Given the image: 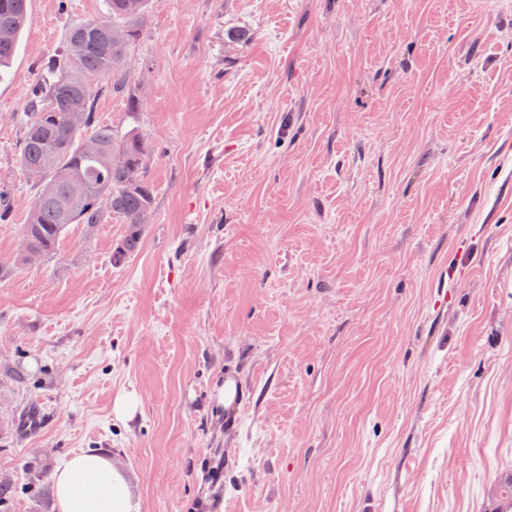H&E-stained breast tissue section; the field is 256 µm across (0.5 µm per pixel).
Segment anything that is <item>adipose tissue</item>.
Here are the masks:
<instances>
[{"instance_id": "ef3b65f1", "label": "adipose tissue", "mask_w": 512, "mask_h": 512, "mask_svg": "<svg viewBox=\"0 0 512 512\" xmlns=\"http://www.w3.org/2000/svg\"><path fill=\"white\" fill-rule=\"evenodd\" d=\"M53 498L56 512H140L129 480L104 453H80L58 467Z\"/></svg>"}]
</instances>
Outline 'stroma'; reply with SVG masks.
Masks as SVG:
<instances>
[{
    "instance_id": "stroma-1",
    "label": "stroma",
    "mask_w": 512,
    "mask_h": 512,
    "mask_svg": "<svg viewBox=\"0 0 512 512\" xmlns=\"http://www.w3.org/2000/svg\"><path fill=\"white\" fill-rule=\"evenodd\" d=\"M105 11L30 0L0 75V512H54L56 468L98 449L141 512H496L512 0H150L123 86L93 85L145 142L142 245L114 263L113 217L30 263L28 103ZM138 409L139 398L134 392L118 393L112 405L113 414L124 424L136 417Z\"/></svg>"
}]
</instances>
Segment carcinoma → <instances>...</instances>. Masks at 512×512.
Returning <instances> with one entry per match:
<instances>
[{"instance_id": "carcinoma-1", "label": "carcinoma", "mask_w": 512, "mask_h": 512, "mask_svg": "<svg viewBox=\"0 0 512 512\" xmlns=\"http://www.w3.org/2000/svg\"><path fill=\"white\" fill-rule=\"evenodd\" d=\"M102 18L70 29L64 48L45 63L24 127L21 163L40 175V191L23 238L25 258L55 253L72 224L91 231L109 216L127 224L113 253L119 263L138 248L152 211V191L144 180L146 148L139 132L123 135L94 125L90 80H124L127 49L142 33L148 0H107ZM28 21V0H0V69L11 64ZM83 116L72 126L73 113Z\"/></svg>"}]
</instances>
